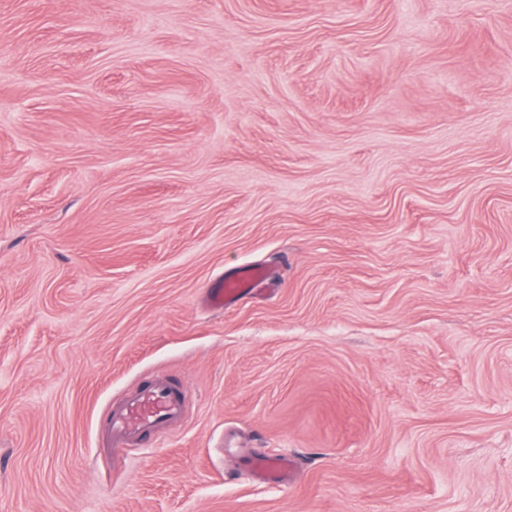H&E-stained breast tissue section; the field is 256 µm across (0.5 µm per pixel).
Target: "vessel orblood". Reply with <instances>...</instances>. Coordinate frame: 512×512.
I'll return each instance as SVG.
<instances>
[{
	"mask_svg": "<svg viewBox=\"0 0 512 512\" xmlns=\"http://www.w3.org/2000/svg\"><path fill=\"white\" fill-rule=\"evenodd\" d=\"M269 279L266 270L248 269L239 278L221 281L209 288L207 303L213 310H223L225 302L243 298ZM189 401L190 391L185 385L167 380H153L141 385L113 401L102 428L106 447L115 450L135 448L146 440L162 438L166 429L184 420ZM249 469L254 480L262 483L285 485L293 475V464L285 456H254Z\"/></svg>",
	"mask_w": 512,
	"mask_h": 512,
	"instance_id": "1",
	"label": "vessel or blood"
}]
</instances>
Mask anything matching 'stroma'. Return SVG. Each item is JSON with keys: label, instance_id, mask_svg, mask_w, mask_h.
<instances>
[{"label": "stroma", "instance_id": "35a3bbf8", "mask_svg": "<svg viewBox=\"0 0 512 512\" xmlns=\"http://www.w3.org/2000/svg\"><path fill=\"white\" fill-rule=\"evenodd\" d=\"M0 512H512V0H0ZM271 278L269 272L259 268L248 269L245 274L236 279H221L216 286L207 291V303L216 311L224 310V303L239 300L252 292L256 287L266 283ZM187 386L151 380L134 392L114 400L102 432L100 448H135L147 439H160L166 429L181 423L190 401ZM249 469L254 480L262 483L286 485L293 475V464L286 456L256 455L249 461Z\"/></svg>", "mask_w": 512, "mask_h": 512}]
</instances>
